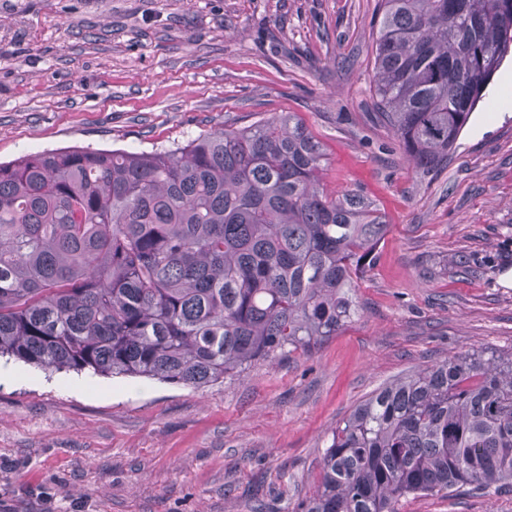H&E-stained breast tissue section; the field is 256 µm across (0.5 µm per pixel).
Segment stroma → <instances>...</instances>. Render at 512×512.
<instances>
[{
  "instance_id": "1",
  "label": "stroma",
  "mask_w": 512,
  "mask_h": 512,
  "mask_svg": "<svg viewBox=\"0 0 512 512\" xmlns=\"http://www.w3.org/2000/svg\"><path fill=\"white\" fill-rule=\"evenodd\" d=\"M380 0H0V162L79 146L151 151L293 112L328 187L387 216L359 310L309 353L203 390L45 372L0 380V512H295L336 426L410 371L512 355V55L447 165L415 169L374 115ZM398 512H512V494Z\"/></svg>"
}]
</instances>
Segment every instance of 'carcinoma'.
I'll return each instance as SVG.
<instances>
[{"instance_id":"carcinoma-1","label":"carcinoma","mask_w":512,"mask_h":512,"mask_svg":"<svg viewBox=\"0 0 512 512\" xmlns=\"http://www.w3.org/2000/svg\"><path fill=\"white\" fill-rule=\"evenodd\" d=\"M379 117L423 171L448 160L512 52V0H380ZM293 112L150 152L0 163V357L206 387L337 335L387 224L323 181ZM512 492V355L414 370L336 427L300 512H397Z\"/></svg>"}]
</instances>
